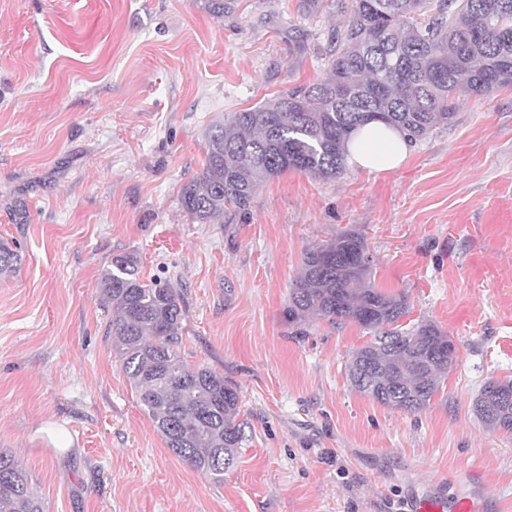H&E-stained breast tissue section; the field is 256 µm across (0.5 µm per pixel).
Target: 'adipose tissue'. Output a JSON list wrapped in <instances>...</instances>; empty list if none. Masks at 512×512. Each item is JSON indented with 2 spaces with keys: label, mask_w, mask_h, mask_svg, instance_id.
Wrapping results in <instances>:
<instances>
[{
  "label": "adipose tissue",
  "mask_w": 512,
  "mask_h": 512,
  "mask_svg": "<svg viewBox=\"0 0 512 512\" xmlns=\"http://www.w3.org/2000/svg\"><path fill=\"white\" fill-rule=\"evenodd\" d=\"M350 165L372 173L399 167L408 157V142L398 130L379 123L358 129L348 145Z\"/></svg>",
  "instance_id": "adipose-tissue-1"
}]
</instances>
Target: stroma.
Instances as JSON below:
<instances>
[{"label": "stroma", "mask_w": 512, "mask_h": 512, "mask_svg": "<svg viewBox=\"0 0 512 512\" xmlns=\"http://www.w3.org/2000/svg\"><path fill=\"white\" fill-rule=\"evenodd\" d=\"M338 0H0V450L46 512H404L436 488L512 512V433L473 410L512 378V86L464 97L399 168L290 171L244 212L196 223L180 194L209 125L327 74ZM364 235L379 288L405 293L457 348L416 413L355 389L349 322L286 315L304 251ZM136 254L184 310L180 353L223 374L248 439L214 483L167 448L106 335L99 278ZM65 452H58L59 442Z\"/></svg>", "instance_id": "35a3bbf8"}]
</instances>
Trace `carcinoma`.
<instances>
[{
	"instance_id": "carcinoma-1",
	"label": "carcinoma",
	"mask_w": 512,
	"mask_h": 512,
	"mask_svg": "<svg viewBox=\"0 0 512 512\" xmlns=\"http://www.w3.org/2000/svg\"><path fill=\"white\" fill-rule=\"evenodd\" d=\"M348 23L327 36L328 77L299 85L209 127L202 167L181 204L199 224L246 210L258 186L290 170L319 179L344 174L353 132L380 121L409 143L449 123L464 94L512 84V0H351ZM19 254L0 241V276ZM112 319L106 334L142 410L179 459L216 483L245 440L239 394L224 375L190 367L179 352L182 307L175 289L147 283L132 254L112 258L99 283ZM407 296L375 284L368 247L356 232L314 243L288 296V321H353L373 340L353 352L352 385L380 404L415 413L448 374V334L431 321L408 329ZM474 411L488 428L512 432V401L480 391ZM0 512H44L27 472L0 451Z\"/></svg>"
}]
</instances>
